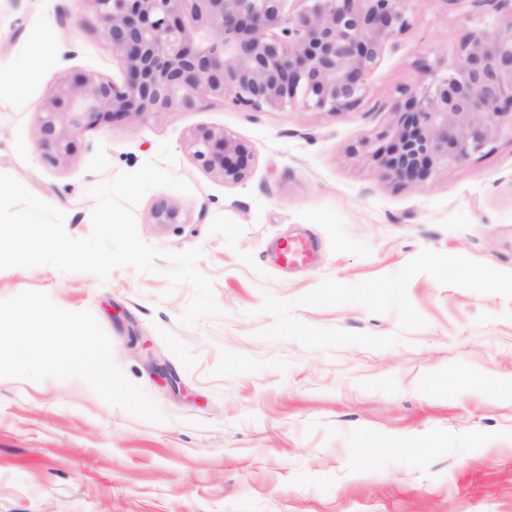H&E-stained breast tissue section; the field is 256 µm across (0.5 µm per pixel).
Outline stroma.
Returning a JSON list of instances; mask_svg holds the SVG:
<instances>
[{
	"instance_id": "35a3bbf8",
	"label": "stroma",
	"mask_w": 512,
	"mask_h": 512,
	"mask_svg": "<svg viewBox=\"0 0 512 512\" xmlns=\"http://www.w3.org/2000/svg\"><path fill=\"white\" fill-rule=\"evenodd\" d=\"M512 12L488 0H412L354 111L256 110L198 101L78 138L67 164L38 146L37 117L59 76L121 80L88 0H0V67L27 49L41 79L0 98V173L91 231L90 187L154 159L190 192L148 191L140 238L198 247L221 316L179 317L190 285L129 268L107 281L50 266L0 270V299L31 290L91 311L125 376L159 406L152 422L82 381L0 378V512H512V136L404 185L360 141L391 123L402 89L458 56L472 31ZM219 126L252 153L239 182L212 178L186 149ZM180 221L150 220L160 202ZM304 239V266L277 258ZM169 369L158 382L153 365Z\"/></svg>"
}]
</instances>
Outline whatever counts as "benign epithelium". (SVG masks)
I'll use <instances>...</instances> for the list:
<instances>
[{"label":"benign epithelium","instance_id":"7a95c632","mask_svg":"<svg viewBox=\"0 0 512 512\" xmlns=\"http://www.w3.org/2000/svg\"><path fill=\"white\" fill-rule=\"evenodd\" d=\"M87 2L124 79L85 71L57 80L38 116L39 147L54 165L69 161L86 130L141 123L201 97L257 110L299 101L312 112L354 111L384 46L409 25L411 0H293L289 12L287 0ZM393 114L387 130L361 146L389 177L410 185L512 133V23L493 36L472 33L448 70L424 76ZM187 147L217 180L249 174L251 154L222 127L196 128ZM179 217L167 202L151 212L156 224Z\"/></svg>","mask_w":512,"mask_h":512}]
</instances>
